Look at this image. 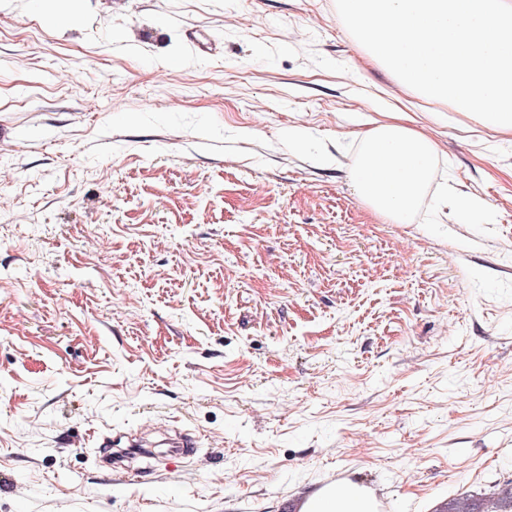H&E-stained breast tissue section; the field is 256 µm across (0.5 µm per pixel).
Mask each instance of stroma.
I'll return each instance as SVG.
<instances>
[{"mask_svg":"<svg viewBox=\"0 0 512 512\" xmlns=\"http://www.w3.org/2000/svg\"><path fill=\"white\" fill-rule=\"evenodd\" d=\"M397 110L437 146L409 224L349 179ZM158 420L193 451L105 463ZM350 482L380 512L512 482V130L409 90L335 0H0V512ZM187 42L194 49L197 57L202 59L212 58L215 54L216 41L210 39L199 30H190L185 33Z\"/></svg>","mask_w":512,"mask_h":512,"instance_id":"obj_1","label":"stroma"}]
</instances>
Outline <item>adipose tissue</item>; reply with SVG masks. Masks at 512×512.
Returning a JSON list of instances; mask_svg holds the SVG:
<instances>
[{"instance_id":"ef3b65f1","label":"adipose tissue","mask_w":512,"mask_h":512,"mask_svg":"<svg viewBox=\"0 0 512 512\" xmlns=\"http://www.w3.org/2000/svg\"><path fill=\"white\" fill-rule=\"evenodd\" d=\"M435 144L402 120L375 124L359 140L351 182L377 214L410 223L429 184ZM301 512H377L376 500L362 488L325 487L307 497Z\"/></svg>"}]
</instances>
